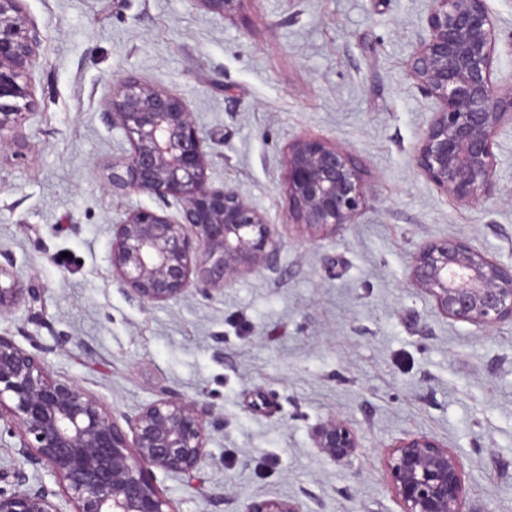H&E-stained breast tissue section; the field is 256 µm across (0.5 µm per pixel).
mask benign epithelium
Returning a JSON list of instances; mask_svg holds the SVG:
<instances>
[{"mask_svg": "<svg viewBox=\"0 0 512 512\" xmlns=\"http://www.w3.org/2000/svg\"><path fill=\"white\" fill-rule=\"evenodd\" d=\"M20 0H0V141L16 142L24 111L35 106L28 69L38 33L20 16ZM496 30L485 0H430L424 33L408 61V75L439 109L413 155L417 170L441 192L477 205L497 192L493 152L500 129L512 125V89L493 81ZM108 116L124 130L131 151L112 165L115 192L173 199L164 210L139 208L112 225V279L128 297L167 303L193 289L204 298L234 277L273 267L280 241L273 225L235 186L208 181L206 138L185 101L128 78L113 86ZM282 183L288 220L332 234L354 223L374 198L358 158L320 138L288 144ZM13 257L0 249V313L43 306L45 285L18 279ZM411 282L445 316L477 328L512 321V266L501 265L462 238L425 242L413 258ZM40 346L27 350L0 334V422L17 454L47 469L59 490L12 473L0 489V512H61L63 492L74 512H168L153 470L191 477L206 455L209 409L164 393L120 424L99 399L56 379ZM316 448L334 462L350 461L359 445L351 425L333 417L314 434ZM386 484L401 512H466L463 464L436 438L409 435L385 457ZM244 512H299L289 502L255 499Z\"/></svg>", "mask_w": 512, "mask_h": 512, "instance_id": "7a95c632", "label": "benign epithelium"}]
</instances>
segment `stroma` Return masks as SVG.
I'll list each match as a JSON object with an SVG mask.
<instances>
[{"label":"stroma","instance_id":"obj_1","mask_svg":"<svg viewBox=\"0 0 512 512\" xmlns=\"http://www.w3.org/2000/svg\"><path fill=\"white\" fill-rule=\"evenodd\" d=\"M494 82L512 88V0H486ZM39 33L38 108L18 145H0V248L46 286L0 334L39 344L53 376L115 416L171 392L205 402L212 428L193 478L155 471L171 512H243L277 499L300 512H400L385 482L389 446L435 437L464 464L467 512H512V322L450 319L411 283L427 240L461 237L512 265V128L498 135L497 192L457 203L422 175L414 149L436 103L407 64L429 0H239L227 16L198 0H21ZM135 77L182 97L206 137L208 181L237 186L273 224L274 270L204 298L129 299L112 279V227L165 208L113 192L130 145L106 117ZM326 139L365 163L376 199L336 235L289 223V142ZM346 420L360 446L337 463L314 429Z\"/></svg>","mask_w":512,"mask_h":512}]
</instances>
